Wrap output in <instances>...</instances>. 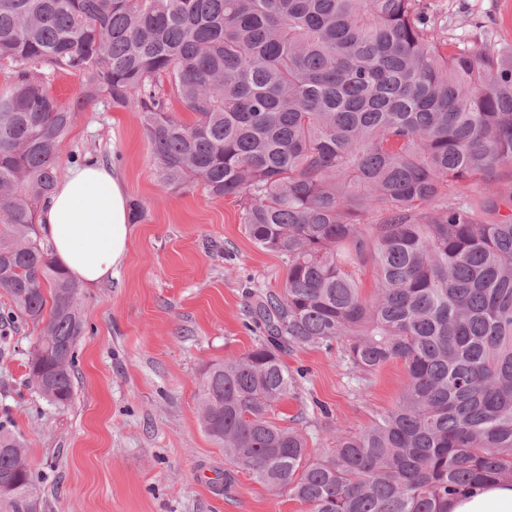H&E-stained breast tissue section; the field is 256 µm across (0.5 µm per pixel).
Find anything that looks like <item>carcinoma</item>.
<instances>
[{
	"label": "carcinoma",
	"instance_id": "carcinoma-1",
	"mask_svg": "<svg viewBox=\"0 0 512 512\" xmlns=\"http://www.w3.org/2000/svg\"><path fill=\"white\" fill-rule=\"evenodd\" d=\"M2 63L0 289L42 326L43 398L71 402L86 326L35 215L76 112L104 97L138 113L163 190L233 198L287 267L282 292H248L252 349L202 373L201 425L234 465L224 493L241 469L309 512H447L512 483V220L490 219L493 197L512 202V52L447 43L419 0H0ZM45 69L82 77L75 106ZM335 342L358 379L395 361L406 378L357 434L314 419L335 440L314 458L269 412L299 395L282 355ZM2 483L0 512H38L27 449L0 423Z\"/></svg>",
	"mask_w": 512,
	"mask_h": 512
}]
</instances>
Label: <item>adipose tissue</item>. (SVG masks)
Wrapping results in <instances>:
<instances>
[{"label": "adipose tissue", "instance_id": "adipose-tissue-1", "mask_svg": "<svg viewBox=\"0 0 512 512\" xmlns=\"http://www.w3.org/2000/svg\"><path fill=\"white\" fill-rule=\"evenodd\" d=\"M122 175L87 160L69 170L43 202L38 223L56 261L80 285L112 278L133 228ZM448 512H512V483L486 482L448 501Z\"/></svg>", "mask_w": 512, "mask_h": 512}]
</instances>
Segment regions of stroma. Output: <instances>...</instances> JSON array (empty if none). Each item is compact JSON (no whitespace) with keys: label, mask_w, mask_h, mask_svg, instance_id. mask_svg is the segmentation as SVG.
Returning <instances> with one entry per match:
<instances>
[{"label":"stroma","mask_w":512,"mask_h":512,"mask_svg":"<svg viewBox=\"0 0 512 512\" xmlns=\"http://www.w3.org/2000/svg\"><path fill=\"white\" fill-rule=\"evenodd\" d=\"M421 7L449 41L512 50V0H421ZM90 158L119 171L142 216L117 274L81 291L86 331L68 407L51 405L28 381L38 327L0 323V421L26 444L41 512H307L243 470L236 492L225 495L216 477L230 462L199 421L202 371L255 345L247 291H282L283 260L252 243L231 199L199 186L159 193L137 113L104 98L78 112L59 146V175ZM286 362L305 373L301 397L269 417L304 429L314 457L333 442L313 425V403L356 433L395 403L405 378L403 364L391 362L357 381L338 344L296 351Z\"/></svg>","instance_id":"35a3bbf8"}]
</instances>
